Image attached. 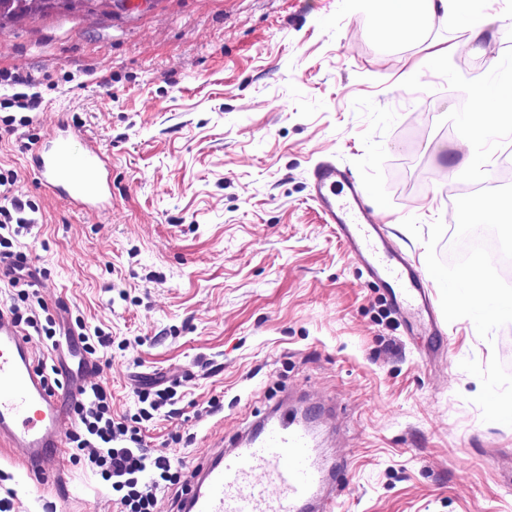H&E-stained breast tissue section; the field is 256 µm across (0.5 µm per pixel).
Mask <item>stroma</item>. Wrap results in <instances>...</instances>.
Returning a JSON list of instances; mask_svg holds the SVG:
<instances>
[{
	"instance_id": "stroma-1",
	"label": "stroma",
	"mask_w": 512,
	"mask_h": 512,
	"mask_svg": "<svg viewBox=\"0 0 512 512\" xmlns=\"http://www.w3.org/2000/svg\"><path fill=\"white\" fill-rule=\"evenodd\" d=\"M381 10L158 0L0 26V119L30 117L0 137V174L36 210L17 251L61 334L111 337L97 381L113 416L178 467L157 512H179L195 468L277 398L322 410L320 449L347 463L333 512H512V287L483 253L453 261L448 193L512 197V178L488 181L512 104L469 173L472 115L458 108L491 64L512 68V23L472 41L439 11L396 44ZM15 75L34 83V109L10 105ZM62 126L106 154L109 207L78 211L39 184L33 148ZM324 162L361 182L427 275L439 336L408 335L324 222L309 186ZM157 380L174 404L145 421L135 392ZM59 465L64 494L0 445V498L14 493L13 512H119L86 459L65 448Z\"/></svg>"
}]
</instances>
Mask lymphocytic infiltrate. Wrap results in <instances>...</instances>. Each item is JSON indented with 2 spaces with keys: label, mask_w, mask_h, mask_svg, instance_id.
<instances>
[{
  "label": "lymphocytic infiltrate",
  "mask_w": 512,
  "mask_h": 512,
  "mask_svg": "<svg viewBox=\"0 0 512 512\" xmlns=\"http://www.w3.org/2000/svg\"><path fill=\"white\" fill-rule=\"evenodd\" d=\"M12 184L0 176L1 263L13 258L18 236L31 224ZM74 414L73 449L86 454L95 473L118 492L120 512H156L159 495L177 480L171 459L149 454L137 430L113 418L112 396L100 384L83 386Z\"/></svg>",
  "instance_id": "1"
}]
</instances>
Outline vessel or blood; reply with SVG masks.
<instances>
[{
  "label": "vessel or blood",
  "instance_id": "1",
  "mask_svg": "<svg viewBox=\"0 0 512 512\" xmlns=\"http://www.w3.org/2000/svg\"><path fill=\"white\" fill-rule=\"evenodd\" d=\"M40 184L72 207L99 208L112 197L108 159L83 132L47 135L36 148ZM313 197L336 225L367 274L402 312L409 332L437 335L422 271L404 264L385 225L375 221L349 170L323 163L312 173ZM80 387H53L37 368L26 333L0 312V443L21 449L28 477L56 479L64 430ZM344 475L341 461L322 456L312 433L284 401L229 439L196 468L183 512H329L327 500Z\"/></svg>",
  "mask_w": 512,
  "mask_h": 512
}]
</instances>
